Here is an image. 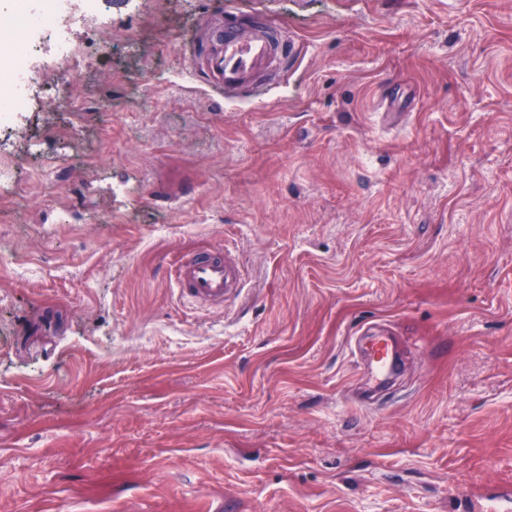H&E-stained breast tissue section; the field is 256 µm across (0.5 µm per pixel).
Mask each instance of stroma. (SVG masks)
I'll use <instances>...</instances> for the list:
<instances>
[{"instance_id":"35a3bbf8","label":"stroma","mask_w":512,"mask_h":512,"mask_svg":"<svg viewBox=\"0 0 512 512\" xmlns=\"http://www.w3.org/2000/svg\"><path fill=\"white\" fill-rule=\"evenodd\" d=\"M98 12L0 196V512H512V0ZM228 17L299 58L225 96ZM204 251L220 308L169 277ZM174 277L180 289L198 302L224 305L243 289L241 272L228 254L223 260L202 254L182 259L175 265ZM368 356L376 365L377 379H380L386 369H391L394 366L393 350L384 337L380 336L372 341L368 348Z\"/></svg>"}]
</instances>
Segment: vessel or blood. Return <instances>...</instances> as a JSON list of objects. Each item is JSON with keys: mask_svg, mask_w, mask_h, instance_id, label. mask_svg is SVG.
Returning a JSON list of instances; mask_svg holds the SVG:
<instances>
[{"mask_svg": "<svg viewBox=\"0 0 512 512\" xmlns=\"http://www.w3.org/2000/svg\"><path fill=\"white\" fill-rule=\"evenodd\" d=\"M296 54L292 41L278 37L272 30L262 29L254 35H240L236 22H225L208 56L207 74L225 90L242 88L252 77L270 67L272 62L287 65ZM180 289L188 291L196 301L224 303L242 290L241 272L231 257L212 259L198 254L180 260L174 269ZM368 356L378 371L394 365L393 350L384 337L375 338Z\"/></svg>", "mask_w": 512, "mask_h": 512, "instance_id": "vessel-or-blood-1", "label": "vessel or blood"}]
</instances>
